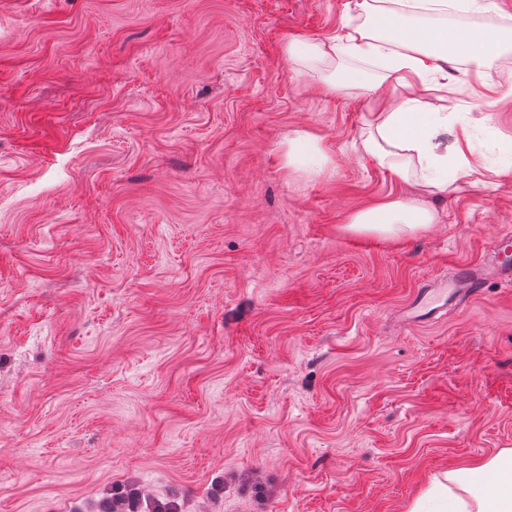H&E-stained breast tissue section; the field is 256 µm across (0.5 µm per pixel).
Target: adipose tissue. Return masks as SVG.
Listing matches in <instances>:
<instances>
[{"label":"adipose tissue","mask_w":512,"mask_h":512,"mask_svg":"<svg viewBox=\"0 0 512 512\" xmlns=\"http://www.w3.org/2000/svg\"><path fill=\"white\" fill-rule=\"evenodd\" d=\"M362 23L340 35L290 41L289 61L321 75L331 95L365 96L368 113L359 152L401 181L418 170L424 189H445L470 163L460 147L439 150L448 107H432L427 91L448 89V65L465 61L481 69L512 53V29L448 26L422 21L424 11L481 12L483 0H357ZM435 213L407 196L376 202L352 216L357 231L389 236L435 223ZM405 512H512V449L433 478Z\"/></svg>","instance_id":"1"}]
</instances>
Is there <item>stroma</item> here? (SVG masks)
I'll list each match as a JSON object with an SVG mask.
<instances>
[{"label": "stroma", "mask_w": 512, "mask_h": 512, "mask_svg": "<svg viewBox=\"0 0 512 512\" xmlns=\"http://www.w3.org/2000/svg\"><path fill=\"white\" fill-rule=\"evenodd\" d=\"M354 2L0 0V512H403L512 448V282L411 316L512 231V56L435 224L349 230L412 190L285 44ZM100 512H178L166 498L144 496L124 488L112 489V494L102 500Z\"/></svg>", "instance_id": "35a3bbf8"}]
</instances>
